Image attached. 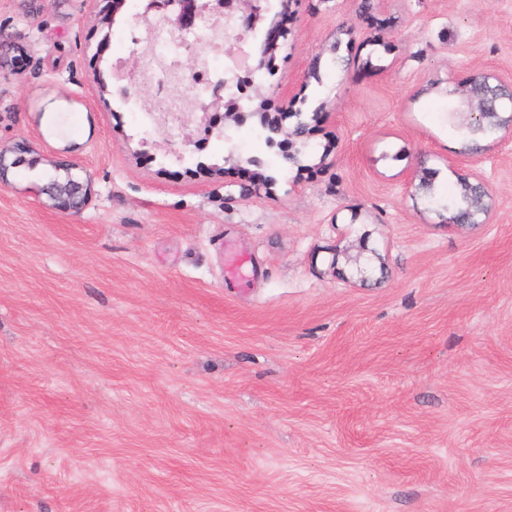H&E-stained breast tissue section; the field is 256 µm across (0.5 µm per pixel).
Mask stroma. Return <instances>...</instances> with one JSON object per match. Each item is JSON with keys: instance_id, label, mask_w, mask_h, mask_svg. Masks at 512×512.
Here are the masks:
<instances>
[{"instance_id": "obj_1", "label": "stroma", "mask_w": 512, "mask_h": 512, "mask_svg": "<svg viewBox=\"0 0 512 512\" xmlns=\"http://www.w3.org/2000/svg\"><path fill=\"white\" fill-rule=\"evenodd\" d=\"M359 4L294 0L256 76L296 162L255 118L181 162L112 76L143 0H0V512H512V137L447 112L512 82V0ZM464 175L491 223L448 224ZM75 167H64V176L59 173L51 176L48 183L41 187L40 191L45 193L52 201L56 209L77 214L81 212L91 200V183L81 181L71 172Z\"/></svg>"}]
</instances>
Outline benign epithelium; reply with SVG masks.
I'll return each instance as SVG.
<instances>
[{
  "label": "benign epithelium",
  "mask_w": 512,
  "mask_h": 512,
  "mask_svg": "<svg viewBox=\"0 0 512 512\" xmlns=\"http://www.w3.org/2000/svg\"><path fill=\"white\" fill-rule=\"evenodd\" d=\"M289 2L282 0L279 9L270 13V0H147L143 13L138 16L145 28H150L152 18L156 15L164 17L170 30L181 35L194 30L200 23H208L222 15L231 22L234 31L224 34V37L238 41L242 35L250 33L257 35L264 32L260 43V53L252 66L242 68L235 66L233 77L237 86L244 83V75L254 74L265 68L267 57L274 51L278 41L285 35L284 22L289 16ZM131 75L138 78L141 85H154L159 90H171L178 86L180 80L176 77L169 79L165 76L151 78L145 71V66L133 70ZM450 94L458 96V102L451 109L453 117L461 125L473 133L499 131L512 134V86L502 83L498 77L485 71L469 75L465 83L457 86ZM263 109L257 111L262 128L269 132L267 144H276L274 136L285 134L290 143L304 142L308 135V124L299 121L293 128L285 131L280 123L278 113L270 109L278 106L288 108L286 100L275 102L271 98H263ZM224 111V117L231 119L236 125L246 123V109L239 105H231L230 99L224 96V82L217 80L211 84V99L208 102H192L186 104L183 116L186 121L180 124L183 146L194 147L196 141L189 133L193 123L206 126L209 134H223L213 113ZM460 185L468 198V206L448 216L450 224H486L491 220L493 200L485 182L477 178L470 181L468 177L460 178ZM59 210L77 214L91 200V183L82 181L72 173V168H63V174L50 177L48 183L41 187Z\"/></svg>",
  "instance_id": "obj_1"
}]
</instances>
